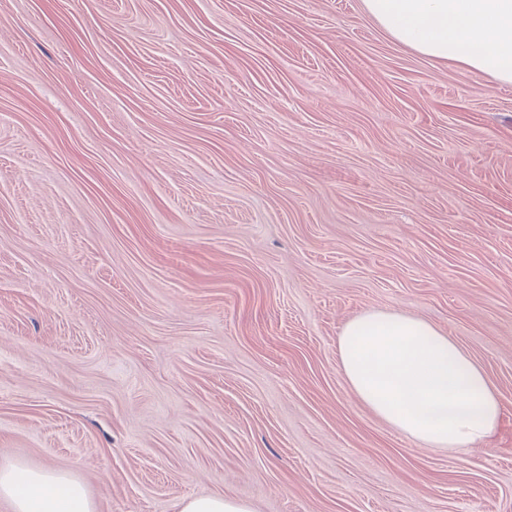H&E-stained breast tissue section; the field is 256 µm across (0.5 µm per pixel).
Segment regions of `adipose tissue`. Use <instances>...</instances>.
<instances>
[{
    "label": "adipose tissue",
    "instance_id": "adipose-tissue-1",
    "mask_svg": "<svg viewBox=\"0 0 512 512\" xmlns=\"http://www.w3.org/2000/svg\"><path fill=\"white\" fill-rule=\"evenodd\" d=\"M399 45L512 84V0H363ZM340 371L375 416L427 448L456 454L487 443L502 406L483 368L432 323L369 311L337 339ZM13 512H94L84 485L50 467L0 464Z\"/></svg>",
    "mask_w": 512,
    "mask_h": 512
}]
</instances>
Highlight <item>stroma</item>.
I'll return each mask as SVG.
<instances>
[{
  "instance_id": "stroma-1",
  "label": "stroma",
  "mask_w": 512,
  "mask_h": 512,
  "mask_svg": "<svg viewBox=\"0 0 512 512\" xmlns=\"http://www.w3.org/2000/svg\"><path fill=\"white\" fill-rule=\"evenodd\" d=\"M425 319L502 405L451 455L337 364ZM96 512H512V85L362 0H0V463ZM178 508L179 512H253L248 503L222 494L184 498Z\"/></svg>"
}]
</instances>
